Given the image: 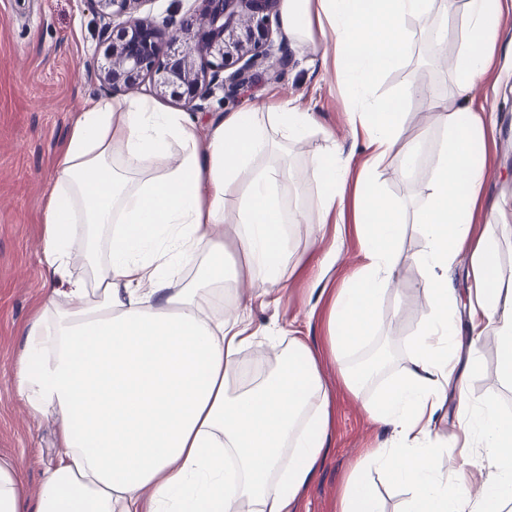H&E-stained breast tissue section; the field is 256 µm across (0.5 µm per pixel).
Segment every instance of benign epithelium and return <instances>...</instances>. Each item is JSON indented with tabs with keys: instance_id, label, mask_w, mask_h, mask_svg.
Instances as JSON below:
<instances>
[{
	"instance_id": "1",
	"label": "benign epithelium",
	"mask_w": 512,
	"mask_h": 512,
	"mask_svg": "<svg viewBox=\"0 0 512 512\" xmlns=\"http://www.w3.org/2000/svg\"><path fill=\"white\" fill-rule=\"evenodd\" d=\"M102 17H122L120 37L97 70L100 86L135 88L148 78L160 98L171 95L188 108L216 88L236 96L264 66L278 24L280 0H198V9L158 22L139 14L147 0H93ZM240 66L225 73L230 61Z\"/></svg>"
}]
</instances>
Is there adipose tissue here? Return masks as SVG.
Returning <instances> with one entry per match:
<instances>
[{"label": "adipose tissue", "mask_w": 512, "mask_h": 512, "mask_svg": "<svg viewBox=\"0 0 512 512\" xmlns=\"http://www.w3.org/2000/svg\"><path fill=\"white\" fill-rule=\"evenodd\" d=\"M507 0H466L453 90L440 100L417 71L409 93L430 103L446 130L432 179L419 191L412 221L425 249L412 256L427 311L401 376L382 379L362 363L343 372L352 392L381 380L367 412L391 439L358 464L340 512H381L364 478L367 466L408 487L405 512H504L512 503V421L493 403L472 408L459 392L460 426L479 437L496 466L479 498L448 484L436 460L448 442L425 436L442 405L458 334L456 290L448 276L471 248L474 300L469 314L494 325L498 373L512 383V286L490 239L472 240L487 175L488 137L472 105L478 82L499 88L494 65ZM455 0H282L280 24L304 48L330 47L352 119L370 154L355 189L364 264L340 288L329 319L330 345L344 355L373 335L377 307L403 261L397 244L402 210L381 191L379 172L408 176L418 142L400 143L403 99L377 97L379 77L410 50L409 24L448 35ZM311 111L283 101L214 120L206 136L197 118L138 95L99 96L78 112L52 175L43 208L42 271L50 287L22 329L13 369L17 395L33 413L54 417L63 453L26 492L23 458L0 457V512H290L326 445L328 389L312 349L300 338L275 371L238 390L243 353L258 333L243 317H224V295L249 282L270 297L288 267L286 225L307 212L284 209V171L261 169L260 156L301 139ZM319 191L318 223L342 205L348 164L335 151L311 157ZM235 197V213L225 202ZM82 239L90 273H68ZM243 255L228 260L227 242ZM196 267L193 282L173 285ZM65 289H55L59 278Z\"/></svg>", "instance_id": "adipose-tissue-1"}]
</instances>
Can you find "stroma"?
<instances>
[{"label": "stroma", "mask_w": 512, "mask_h": 512, "mask_svg": "<svg viewBox=\"0 0 512 512\" xmlns=\"http://www.w3.org/2000/svg\"><path fill=\"white\" fill-rule=\"evenodd\" d=\"M459 30V22H451L452 39L441 56L433 51L425 33L412 29L410 54L374 88L380 97H403L402 138L421 142L420 164L412 176L401 178L385 170L379 178L386 193L407 209L432 176L444 129L433 125L427 101L408 94L405 75L413 69L423 70L440 93L451 91L457 65L454 36ZM273 44L287 48L292 57L288 69L270 59L253 84L237 97L228 99L223 91L214 90L197 113L206 123L225 112L288 99L312 110L315 122L303 139L289 144L286 151L277 150L257 160L258 165L299 175V184L283 185L285 205L299 211L317 192L315 174L304 165L308 155L335 148L338 158L348 160V179L354 182L362 173L366 151L341 100L335 73L320 63H306L299 48L284 35H275ZM106 46L93 0H0V456L25 457L32 494L38 491L42 471L59 458L58 438L52 418L33 414L18 398L11 369L24 345L21 329L47 287L39 245L50 177L83 102L103 93L94 69L103 61ZM473 101L475 108L492 120L496 138V146L487 156L488 176L473 235L492 236L502 273L510 279L512 215L503 226L492 225L490 215L501 199L512 200V84L497 92L478 87ZM340 222L343 230L339 233L330 224L321 229L313 224L289 225L293 271L275 300L254 299L250 289L243 288L235 293L232 307L233 312L246 313L262 333L251 346V354L272 347L287 349L289 337H301L313 350L329 389L327 446L312 480L296 496L292 512H339L354 467L369 449L391 436L366 411L375 385L355 394L342 378L345 368L363 361L365 351L340 356L330 348L329 316L337 292L364 261L362 239L354 223L353 195L345 197ZM450 276L459 300L458 362L455 384L448 388L434 418L431 435L435 438L456 431L458 392L462 389L473 403L490 401L501 413L512 415V385L497 373L494 329L486 328L479 340L471 338L469 253L458 257ZM419 280L418 267L400 266L394 288L380 304L373 340L394 350L386 369L390 375L405 371L411 339L425 319Z\"/></svg>", "instance_id": "35a3bbf8"}]
</instances>
